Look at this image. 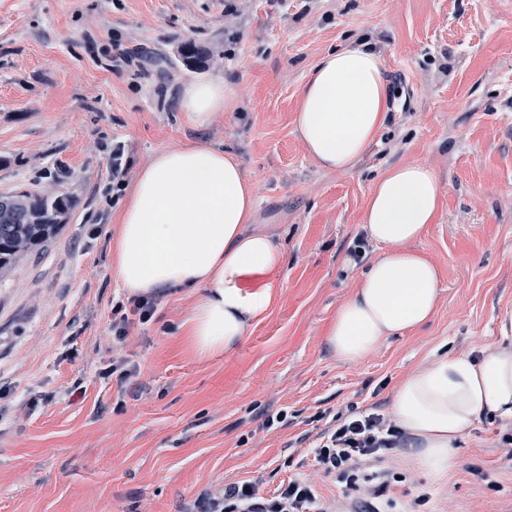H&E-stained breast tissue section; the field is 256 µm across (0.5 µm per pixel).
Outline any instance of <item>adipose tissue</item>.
<instances>
[{
  "label": "adipose tissue",
  "instance_id": "ef3b65f1",
  "mask_svg": "<svg viewBox=\"0 0 512 512\" xmlns=\"http://www.w3.org/2000/svg\"><path fill=\"white\" fill-rule=\"evenodd\" d=\"M229 103L223 82L205 81L186 85L176 108L201 129ZM388 108L383 58L367 43L350 42L308 72L296 131L320 168L349 172L384 125ZM440 207V180L427 165L393 166L373 182L362 222L382 251L329 325L327 344L338 358L359 360L431 320L441 273L409 244L435 223ZM255 208L238 159L198 140L156 152L139 169L118 214L112 246L118 282L131 295L199 290L186 322L189 346L199 357L232 353L274 299L273 277L283 255L269 235L245 233ZM248 279L263 281V290L243 292ZM501 332V345L476 357L434 358L394 390L391 412L407 437L404 454L435 481L458 467L456 445L481 417L512 422L511 313Z\"/></svg>",
  "mask_w": 512,
  "mask_h": 512
}]
</instances>
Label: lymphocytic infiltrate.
Returning a JSON list of instances; mask_svg holds the SVG:
<instances>
[{
	"mask_svg": "<svg viewBox=\"0 0 512 512\" xmlns=\"http://www.w3.org/2000/svg\"><path fill=\"white\" fill-rule=\"evenodd\" d=\"M160 298L156 295L130 296L112 304V351L99 374L130 382L137 375L136 364L123 352L134 323L153 320ZM322 430L310 442L299 461L334 478L340 496L349 500L352 512H421L430 499L423 492L408 502L390 493L395 472L388 461L393 449L403 447L405 435L390 415L376 409L349 406L346 411L316 413ZM184 512H331L325 507L317 485L296 477L282 484L272 496L259 495L252 481L228 484L202 491L185 506Z\"/></svg>",
	"mask_w": 512,
	"mask_h": 512,
	"instance_id": "obj_1",
	"label": "lymphocytic infiltrate"
}]
</instances>
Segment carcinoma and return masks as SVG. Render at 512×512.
I'll use <instances>...</instances> for the list:
<instances>
[{"label":"carcinoma","instance_id":"carcinoma-1","mask_svg":"<svg viewBox=\"0 0 512 512\" xmlns=\"http://www.w3.org/2000/svg\"><path fill=\"white\" fill-rule=\"evenodd\" d=\"M75 201L32 191L0 194V278L24 256L39 253L68 223Z\"/></svg>","mask_w":512,"mask_h":512}]
</instances>
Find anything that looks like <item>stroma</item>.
Returning a JSON list of instances; mask_svg holds the SVG:
<instances>
[{"label":"stroma","instance_id":"obj_1","mask_svg":"<svg viewBox=\"0 0 512 512\" xmlns=\"http://www.w3.org/2000/svg\"><path fill=\"white\" fill-rule=\"evenodd\" d=\"M351 41L381 53L394 94L355 168L325 171L295 111L312 65ZM188 42L200 67L183 62ZM206 79L224 80L232 104L198 129L176 101ZM116 139L133 174L197 140L236 155L256 199L246 230L283 251L277 297L233 353L187 349L198 295L174 289L151 324L131 326L124 352L139 376L126 385L98 375L124 294L112 262L119 207L106 198ZM408 163L441 182L436 222L413 245L441 270L440 304L424 327L347 362L326 330L362 269L351 251L371 185ZM20 188L75 206L42 253L0 279V512H181L205 487L255 477L272 495L316 411H389L430 354L501 341L512 312V0H0V193ZM32 389L33 413L15 412ZM504 431L477 421L440 483L394 450L398 492L449 498L450 512H512Z\"/></svg>","mask_w":512,"mask_h":512}]
</instances>
